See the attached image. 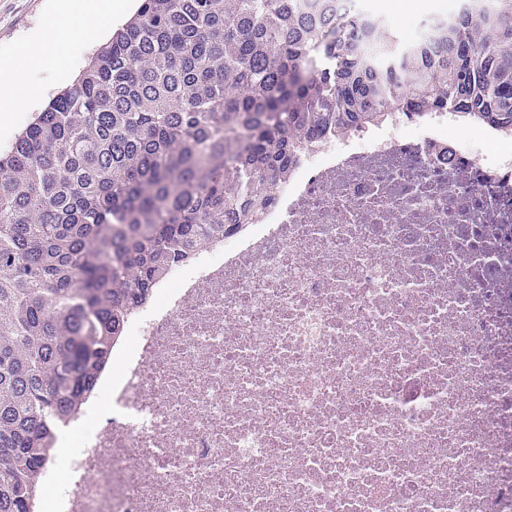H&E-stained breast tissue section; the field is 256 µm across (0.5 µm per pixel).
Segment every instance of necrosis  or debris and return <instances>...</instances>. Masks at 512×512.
Here are the masks:
<instances>
[{"mask_svg": "<svg viewBox=\"0 0 512 512\" xmlns=\"http://www.w3.org/2000/svg\"><path fill=\"white\" fill-rule=\"evenodd\" d=\"M126 333L52 512H512V131L324 136Z\"/></svg>", "mask_w": 512, "mask_h": 512, "instance_id": "necrosis-or-debris-1", "label": "necrosis or debris"}]
</instances>
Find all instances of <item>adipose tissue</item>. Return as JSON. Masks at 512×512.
I'll return each instance as SVG.
<instances>
[{
	"mask_svg": "<svg viewBox=\"0 0 512 512\" xmlns=\"http://www.w3.org/2000/svg\"><path fill=\"white\" fill-rule=\"evenodd\" d=\"M80 27L70 12L60 13L47 26L38 48L28 50L21 58L0 66V104L15 109L25 108L33 96L27 84L29 69L48 64H61L65 48L77 37Z\"/></svg>",
	"mask_w": 512,
	"mask_h": 512,
	"instance_id": "adipose-tissue-1",
	"label": "adipose tissue"
}]
</instances>
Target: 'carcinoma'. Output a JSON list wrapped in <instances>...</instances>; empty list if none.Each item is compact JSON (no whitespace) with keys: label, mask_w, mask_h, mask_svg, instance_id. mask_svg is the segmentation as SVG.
<instances>
[{"label":"carcinoma","mask_w":512,"mask_h":512,"mask_svg":"<svg viewBox=\"0 0 512 512\" xmlns=\"http://www.w3.org/2000/svg\"><path fill=\"white\" fill-rule=\"evenodd\" d=\"M436 40L366 41L312 0H142L0 152V512H37L158 276L248 223L334 130L446 110L512 127V0H464Z\"/></svg>","instance_id":"1"}]
</instances>
